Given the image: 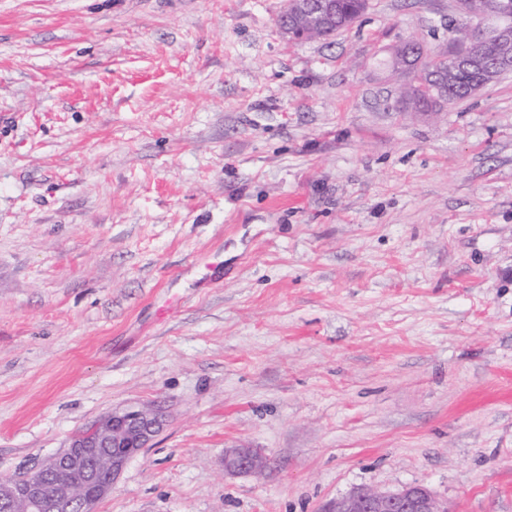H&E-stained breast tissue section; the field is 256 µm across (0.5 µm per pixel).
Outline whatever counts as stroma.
Wrapping results in <instances>:
<instances>
[{
	"label": "stroma",
	"instance_id": "35a3bbf8",
	"mask_svg": "<svg viewBox=\"0 0 512 512\" xmlns=\"http://www.w3.org/2000/svg\"><path fill=\"white\" fill-rule=\"evenodd\" d=\"M285 3L0 0V481L159 404L97 512H512V72L416 112L458 0ZM337 2L336 15L330 16L319 27L321 21L335 11V0H291V6L288 8L287 5L286 7L288 9L286 15L280 16L277 28L281 35L294 37L296 23L299 20H306L309 24L319 28L315 32H311L303 22L300 31L305 35L303 38L300 35L296 40L310 41L328 38L338 29L355 22L368 8V0H337ZM426 70L416 72L401 88V97L412 109L418 111H438L444 104L463 101L479 89L477 76L470 73H459L449 88V97H443L436 75L448 67V56L445 54L426 55ZM437 107L439 109H437ZM267 460L257 448H228L224 452V472L250 474L266 467ZM324 512H449L423 484L393 490L358 487L332 501Z\"/></svg>",
	"mask_w": 512,
	"mask_h": 512
}]
</instances>
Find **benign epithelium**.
<instances>
[{
    "label": "benign epithelium",
    "mask_w": 512,
    "mask_h": 512,
    "mask_svg": "<svg viewBox=\"0 0 512 512\" xmlns=\"http://www.w3.org/2000/svg\"><path fill=\"white\" fill-rule=\"evenodd\" d=\"M336 8L335 0H290L286 15L277 28L285 37L295 36L296 23L306 21L320 26ZM479 31L461 41V52L453 58L464 69L473 64L485 68L481 59L473 60L472 48ZM166 415L154 407H128L114 411L77 433L68 446L28 472L0 484V507L13 512H96V505L111 491L112 484L130 459L150 446L163 430ZM105 458L110 477L100 481L92 463ZM267 460L256 448H228L224 452V472L250 474L266 467ZM57 470L65 472V481L46 491L43 477ZM325 512H448L432 491L423 484L406 485L393 490L358 487L332 501Z\"/></svg>",
    "instance_id": "1"
}]
</instances>
